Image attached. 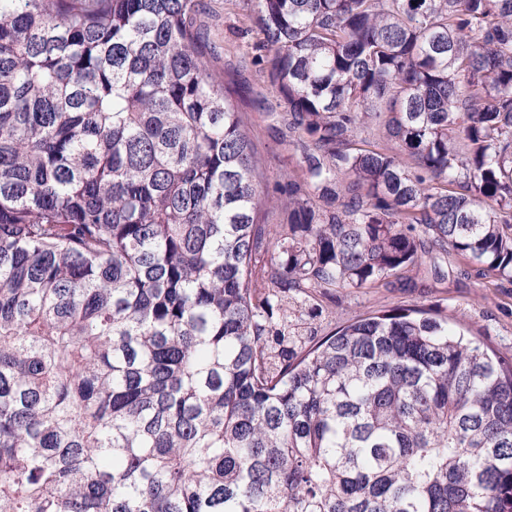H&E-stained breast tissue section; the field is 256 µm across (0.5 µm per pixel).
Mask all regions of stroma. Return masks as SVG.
Returning a JSON list of instances; mask_svg holds the SVG:
<instances>
[{"label":"stroma","mask_w":512,"mask_h":512,"mask_svg":"<svg viewBox=\"0 0 512 512\" xmlns=\"http://www.w3.org/2000/svg\"><path fill=\"white\" fill-rule=\"evenodd\" d=\"M196 20L211 65L223 73L232 99L243 112L262 158L267 187L282 182L301 158L297 135L277 134L288 105L259 70L257 33L248 19L247 0H203ZM405 287L353 290L327 288L318 331L327 334L349 319L398 306L433 308L437 315L463 319L473 337L512 354V283L479 274L465 261L449 258L447 274L407 273Z\"/></svg>","instance_id":"stroma-1"}]
</instances>
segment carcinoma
<instances>
[{"instance_id":"cac0c4a2","label":"carcinoma","mask_w":512,"mask_h":512,"mask_svg":"<svg viewBox=\"0 0 512 512\" xmlns=\"http://www.w3.org/2000/svg\"><path fill=\"white\" fill-rule=\"evenodd\" d=\"M250 2L272 195L200 0H0V512H512L511 357L300 331L449 254L512 281V0Z\"/></svg>"}]
</instances>
